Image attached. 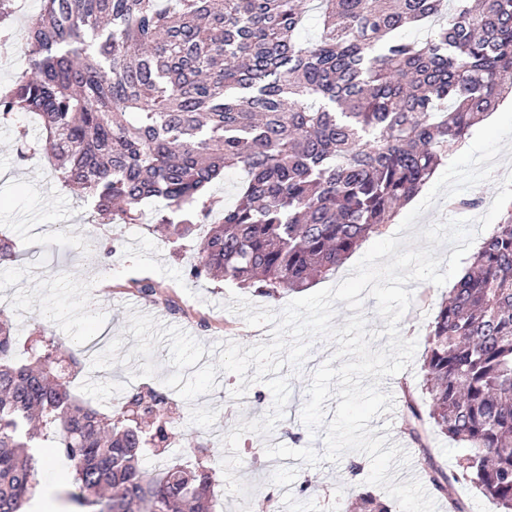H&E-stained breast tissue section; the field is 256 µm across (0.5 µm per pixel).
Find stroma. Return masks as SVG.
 I'll list each match as a JSON object with an SVG mask.
<instances>
[{
	"instance_id": "1",
	"label": "stroma",
	"mask_w": 512,
	"mask_h": 512,
	"mask_svg": "<svg viewBox=\"0 0 512 512\" xmlns=\"http://www.w3.org/2000/svg\"><path fill=\"white\" fill-rule=\"evenodd\" d=\"M18 128L0 123V228L11 237L21 259L9 271L0 272V308L9 315L16 338L18 360L29 356L36 325H43L72 354L82 367L74 382L80 397L93 407L107 410L115 405L130 383L161 387L172 374L168 364L169 343L161 341L154 360L158 373L150 378L131 380L130 374L144 358L132 355L137 341L129 333V317L139 312L164 326L182 329L199 341L208 352L201 364L211 363V348L234 341L249 347L271 343L269 327H252L229 311L231 293L248 299L259 308L281 312L290 295L273 300L251 289H239L230 282H214L192 277L193 255L184 243L151 230L154 207H147L143 223L106 224L101 216L56 176L46 158L37 156L20 161ZM152 284L155 294L137 291V284ZM412 304L399 328L403 338L416 340L417 347L408 367L384 378L381 390L391 394L393 409L384 417L371 420L374 428L389 425V441L409 455L406 465L396 467L397 482L416 478L427 482L428 463H436L445 473L458 472L465 448L431 428L426 448L416 447L404 431L405 412L401 386L413 390L422 411H429L430 398L424 387L423 359L428 347V326L433 321L447 287L428 282H410ZM106 341L122 338V353L131 354L130 363L92 370L89 351L98 337ZM335 347L316 342L300 373L289 376L290 395L284 418L270 436L244 434L237 450L241 465L236 470L252 489V500H269L271 512H349L357 495L368 492L384 503L389 512H399L397 503L381 487L368 484L371 464L361 453L345 454L339 462L318 466L290 459L287 466H272L265 455L268 440L292 448L312 447L324 453L322 436L311 435L300 420L312 372L327 360ZM216 388L193 402L176 399L171 421L176 433L167 453L147 455L145 466L157 472L173 464L203 463L212 468L215 490L221 493L224 512H239L242 497L228 494L222 459L233 450L223 438L239 421L264 417L273 406L270 389L261 382L252 384L248 397L254 403L243 406L232 392L240 380L231 373H217ZM357 462L360 470L350 473L347 466ZM307 492H300V485Z\"/></svg>"
}]
</instances>
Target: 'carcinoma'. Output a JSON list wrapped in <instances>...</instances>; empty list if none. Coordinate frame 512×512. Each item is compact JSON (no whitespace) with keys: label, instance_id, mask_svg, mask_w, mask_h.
Returning <instances> with one entry per match:
<instances>
[{"label":"carcinoma","instance_id":"carcinoma-1","mask_svg":"<svg viewBox=\"0 0 512 512\" xmlns=\"http://www.w3.org/2000/svg\"><path fill=\"white\" fill-rule=\"evenodd\" d=\"M320 31L300 37L311 4ZM404 28L426 31L417 41ZM29 71L0 90V120L37 118L61 179L114 224L192 240L224 170L247 177L195 243L193 275L269 297L336 272L431 179L480 117L512 97V0H44ZM0 238V266L18 260ZM428 417L402 389L404 430L425 420L471 449L461 477L512 512V203L429 325ZM62 345L27 363L0 310V512L38 486L32 449L63 456L77 512H212L211 468L174 464L168 396L133 388L105 413L65 376ZM433 488L464 512L458 476ZM352 512H387L368 493Z\"/></svg>","mask_w":512,"mask_h":512}]
</instances>
